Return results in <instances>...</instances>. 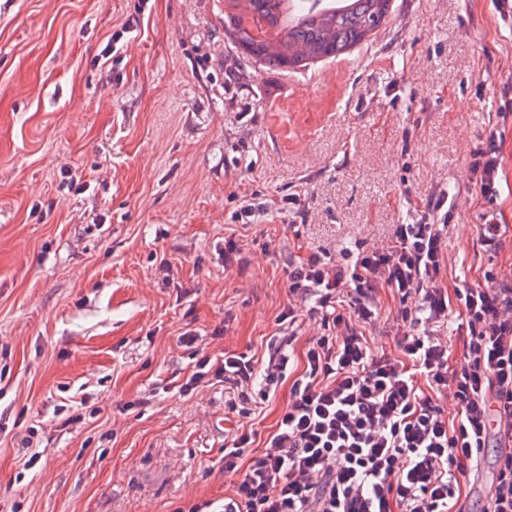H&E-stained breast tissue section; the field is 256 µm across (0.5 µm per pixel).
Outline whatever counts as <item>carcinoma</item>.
Returning a JSON list of instances; mask_svg holds the SVG:
<instances>
[{"mask_svg": "<svg viewBox=\"0 0 512 512\" xmlns=\"http://www.w3.org/2000/svg\"><path fill=\"white\" fill-rule=\"evenodd\" d=\"M319 0H224V35L253 65L284 72L339 57L364 44L382 25L391 0H344L317 6ZM275 40L279 52L267 53Z\"/></svg>", "mask_w": 512, "mask_h": 512, "instance_id": "1", "label": "carcinoma"}]
</instances>
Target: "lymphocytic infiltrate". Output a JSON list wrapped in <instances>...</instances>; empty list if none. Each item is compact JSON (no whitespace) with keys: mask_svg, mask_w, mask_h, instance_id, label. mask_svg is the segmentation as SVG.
<instances>
[{"mask_svg":"<svg viewBox=\"0 0 512 512\" xmlns=\"http://www.w3.org/2000/svg\"><path fill=\"white\" fill-rule=\"evenodd\" d=\"M469 157L468 183L496 199L499 141L488 137ZM447 202V193L431 194L420 219L360 245L353 261L312 253L289 262L279 324L296 331L305 313L322 327L302 372L291 373L292 352L272 341L258 357L202 356L179 383L183 396L218 382L244 399L259 380L270 391L290 386L260 456L243 460L256 430L224 438V470L237 476L232 512H462L459 479L492 443L496 471L483 512H512V281L489 273L484 287L449 289L438 220ZM384 292L398 300L390 351L373 349L366 334ZM453 303L466 330L454 367L442 337ZM442 397L454 402L453 416Z\"/></svg>","mask_w":512,"mask_h":512,"instance_id":"obj_1","label":"lymphocytic infiltrate"}]
</instances>
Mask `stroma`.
Masks as SVG:
<instances>
[{"label":"stroma","mask_w":512,"mask_h":512,"mask_svg":"<svg viewBox=\"0 0 512 512\" xmlns=\"http://www.w3.org/2000/svg\"><path fill=\"white\" fill-rule=\"evenodd\" d=\"M131 19L120 61L95 63ZM493 132L506 181L490 205L465 173ZM439 187L449 287L511 273L512 17L497 0H392L367 43L296 73L246 66L224 0H0V512H222L234 479L215 421L262 439L289 387L245 413L220 383L164 392L195 363L181 334L224 325L206 353H263L290 259L384 240ZM246 199L265 206L247 226ZM489 210L508 226L495 251L478 240ZM230 235L244 271L224 269ZM70 398L87 418L64 428ZM31 425L47 447L27 470Z\"/></svg>","instance_id":"obj_1"}]
</instances>
